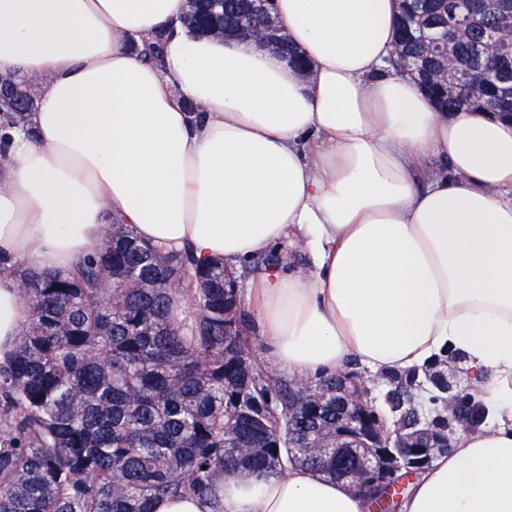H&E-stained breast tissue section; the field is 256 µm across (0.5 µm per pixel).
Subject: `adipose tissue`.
Returning a JSON list of instances; mask_svg holds the SVG:
<instances>
[{"label":"adipose tissue","mask_w":512,"mask_h":512,"mask_svg":"<svg viewBox=\"0 0 512 512\" xmlns=\"http://www.w3.org/2000/svg\"><path fill=\"white\" fill-rule=\"evenodd\" d=\"M187 0H0V75L36 77L9 132L0 255L96 256L112 221L239 266L287 243L308 266L247 282L264 363L298 379L463 353L493 423L456 437L401 512H512V123L438 112L392 68L397 0H275L308 60L186 28ZM162 34L160 58L143 37ZM201 107L189 112L186 101ZM443 168H432L428 158ZM28 316L0 278V360ZM305 467L234 475L154 512H369Z\"/></svg>","instance_id":"1"}]
</instances>
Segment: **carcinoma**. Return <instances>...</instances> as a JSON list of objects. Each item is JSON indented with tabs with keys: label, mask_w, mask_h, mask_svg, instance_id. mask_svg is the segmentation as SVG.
<instances>
[{
	"label": "carcinoma",
	"mask_w": 512,
	"mask_h": 512,
	"mask_svg": "<svg viewBox=\"0 0 512 512\" xmlns=\"http://www.w3.org/2000/svg\"><path fill=\"white\" fill-rule=\"evenodd\" d=\"M451 0H399L395 68L406 69L446 112L512 113V85L476 75L496 60L512 69V39L480 50L485 33L512 27L502 0H472L469 23L445 53L432 46ZM0 84L34 108L32 90ZM0 128H28L7 112ZM29 315L0 361V512H152L160 497L205 495L228 474L266 477L288 464L351 481L369 448L306 450L336 430V373L310 380L296 407L294 380L262 364L235 277L191 249L169 252L111 224L101 253L66 271L31 272L0 257ZM457 420L475 423L462 400ZM398 468L380 457L358 491Z\"/></svg>",
	"instance_id": "1"
}]
</instances>
